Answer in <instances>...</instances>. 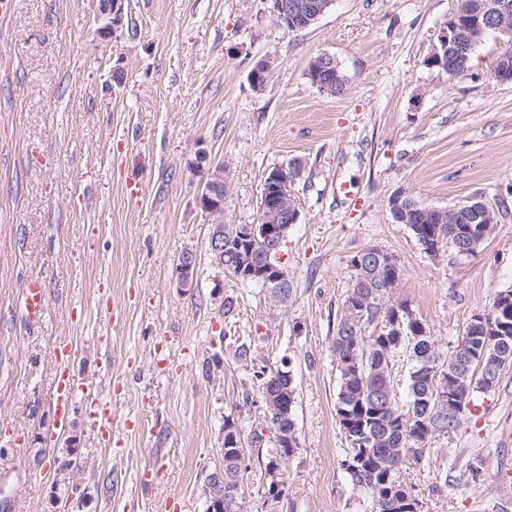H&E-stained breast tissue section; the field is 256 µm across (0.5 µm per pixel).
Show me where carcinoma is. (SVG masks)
Masks as SVG:
<instances>
[{
	"mask_svg": "<svg viewBox=\"0 0 512 512\" xmlns=\"http://www.w3.org/2000/svg\"><path fill=\"white\" fill-rule=\"evenodd\" d=\"M485 37L468 38L461 34L456 44L439 51V60L428 57L426 65L442 72L452 68L465 77L471 56ZM495 70L512 75V40L506 41L495 60ZM321 81L325 92L338 94L345 88L346 78L331 58L322 64ZM409 229L427 254L456 252L466 246L479 252L488 236L490 225L477 220L479 199L458 210L436 208L408 196ZM397 269L393 265H363L354 270L351 288L337 316L336 335L332 347L336 355L338 392L336 416L349 444L344 469L353 487L369 493L371 512H421V501L414 487L401 479L399 470L407 462L415 465L426 460L432 439L456 430L462 423L476 392L495 388L488 374L512 365V302L499 306L492 302L495 320L504 326L507 343L493 340L492 332L480 325L469 331L468 348L443 357L437 342L407 300L399 306L407 308L413 321L405 323L404 335L398 336L386 323L394 314L390 303L398 287ZM374 330L368 336L369 326ZM408 356L407 398L396 397L392 368L396 355ZM262 404L269 428L279 448L267 463L271 481L266 493L276 500L284 490L274 493V484L285 485L281 463L298 449L293 408L295 389L289 371L260 368ZM455 386L453 404L441 399L439 390ZM249 465L242 460L241 436L235 422L224 421V483L216 487L223 494L224 512H247L245 477Z\"/></svg>",
	"mask_w": 512,
	"mask_h": 512,
	"instance_id": "1",
	"label": "carcinoma"
}]
</instances>
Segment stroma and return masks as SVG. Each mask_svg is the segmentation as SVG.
Segmentation results:
<instances>
[{"label": "stroma", "mask_w": 512, "mask_h": 512, "mask_svg": "<svg viewBox=\"0 0 512 512\" xmlns=\"http://www.w3.org/2000/svg\"><path fill=\"white\" fill-rule=\"evenodd\" d=\"M455 0H335L289 32L266 0H127L109 45L94 30L98 0H14L0 12V512H77L60 469L75 441L84 512H205V476L224 466V421L247 449L248 512L275 442L260 367L290 370L299 448L283 466L293 512H370L342 466L332 338L352 284L351 258L369 246L394 256L397 288L440 349L496 292L512 289V84L488 37L464 78L428 68ZM347 78L342 93L308 76L320 55ZM273 59L253 90L254 63ZM224 163V221L252 224L271 170L299 161L300 211L281 248L292 293L223 273L189 165L198 150ZM96 173L90 191L77 182ZM139 186L132 195L131 186ZM347 194H340V187ZM435 207L469 198L498 221L478 254L425 253L389 201ZM197 255L198 285L179 288L176 263ZM44 282L43 323L16 299ZM234 310L225 313V299ZM71 343L80 384L54 446L48 398L52 344ZM249 349L235 355L238 345ZM111 400L115 445L91 430L93 401ZM430 459L402 469L422 512H512L497 496L496 430L512 421V366L477 395ZM478 466V481L459 476Z\"/></svg>", "instance_id": "35a3bbf8"}]
</instances>
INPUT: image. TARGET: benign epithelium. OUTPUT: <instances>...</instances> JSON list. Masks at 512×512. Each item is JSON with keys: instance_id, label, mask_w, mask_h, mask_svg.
<instances>
[{"instance_id": "7a95c632", "label": "benign epithelium", "mask_w": 512, "mask_h": 512, "mask_svg": "<svg viewBox=\"0 0 512 512\" xmlns=\"http://www.w3.org/2000/svg\"><path fill=\"white\" fill-rule=\"evenodd\" d=\"M334 0L319 6L306 2L290 4L288 0H274L271 12L276 18L292 13L309 12L314 14V19H319L326 13ZM125 11V0H99L96 13V22L99 24L97 33L103 40L116 35L117 29L122 27ZM473 26V30L484 34L493 29L490 23V15L477 10L463 20L456 13H451L439 33L438 42L448 46L455 40L462 24ZM194 175L199 178L201 191L198 196V205L201 211L208 217L211 224L209 233V253L212 264L224 268V234L229 237H237L241 241L259 243L263 245L267 256L279 253V248L291 225L298 223L300 212L296 205L289 208L280 207V201L292 199L291 187L296 177L287 174V166H279L272 170L271 177L263 184L261 205V217L254 224H226L224 223V197L227 193V184L224 181V162L210 160L208 156L199 157L193 168ZM231 267L236 269V277L258 284H282L288 285V275L281 266L266 260L260 265L252 263L251 254L237 250L229 254ZM378 264L382 262H395L393 258H385V251L378 247H368L356 257V265L360 266L367 261ZM178 285L181 288H192L197 278V257L192 251L181 254L176 267Z\"/></svg>"}]
</instances>
